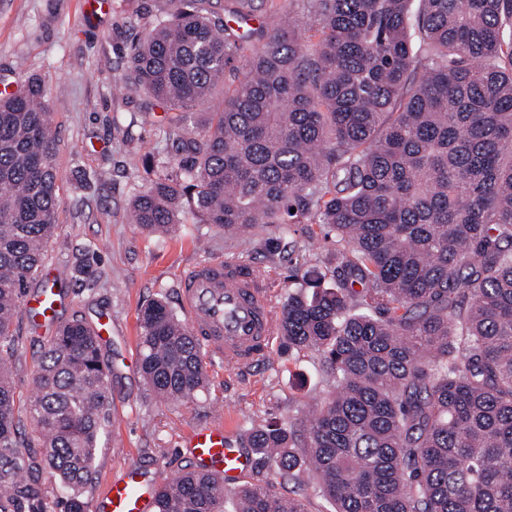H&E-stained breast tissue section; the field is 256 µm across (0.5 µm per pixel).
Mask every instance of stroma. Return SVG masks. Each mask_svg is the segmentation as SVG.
<instances>
[{
  "instance_id": "obj_1",
  "label": "stroma",
  "mask_w": 512,
  "mask_h": 512,
  "mask_svg": "<svg viewBox=\"0 0 512 512\" xmlns=\"http://www.w3.org/2000/svg\"><path fill=\"white\" fill-rule=\"evenodd\" d=\"M166 8V0H111L103 12L90 9L87 0H0V79L9 83L24 72L50 89L63 178L58 229L41 276L30 279L27 290L36 292L46 278L61 280V321L77 317L110 327L101 352L111 368V399L83 489L89 502L128 466L159 468L167 481L183 472L181 442L196 424L222 419L225 435L244 448L247 428L272 417L302 418L334 386L317 353H284L276 346L249 370L230 362L207 365L205 389L186 404L159 401L139 371V313L159 298L178 309L177 279L188 266L248 251L254 265L269 270L278 306L291 274H304L336 251L335 238L318 224L296 225L286 237L231 241L210 224L187 223L179 234L160 237L128 223L129 203L148 178L146 157L165 148L174 127L166 112L143 111L137 94L116 92L115 81L134 34L145 32ZM79 170L91 175L90 188L77 186ZM83 261L89 267L80 275L75 267ZM15 329L20 344L12 383L24 399L34 391L37 361L49 337L32 333L21 318Z\"/></svg>"
}]
</instances>
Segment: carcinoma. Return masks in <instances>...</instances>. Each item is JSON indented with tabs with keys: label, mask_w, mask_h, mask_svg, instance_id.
<instances>
[{
	"label": "carcinoma",
	"mask_w": 512,
	"mask_h": 512,
	"mask_svg": "<svg viewBox=\"0 0 512 512\" xmlns=\"http://www.w3.org/2000/svg\"><path fill=\"white\" fill-rule=\"evenodd\" d=\"M132 40L119 88L173 113L132 223L190 215L226 231L322 224L336 287L288 290L283 351L336 383L306 426L248 430L292 490L184 473L158 512H512V0H169ZM259 20L246 33L237 24ZM0 97V512L32 496L17 449L14 323L56 229L61 175L48 92ZM224 98L215 111L217 90ZM140 370L162 399L205 388L198 342L162 300L139 316ZM95 330L62 323L26 415L42 465L86 512L110 403Z\"/></svg>",
	"instance_id": "carcinoma-1"
}]
</instances>
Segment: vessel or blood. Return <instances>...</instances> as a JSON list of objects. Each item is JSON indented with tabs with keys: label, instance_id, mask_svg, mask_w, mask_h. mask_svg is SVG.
I'll use <instances>...</instances> for the list:
<instances>
[{
	"label": "vessel or blood",
	"instance_id": "b4317fda",
	"mask_svg": "<svg viewBox=\"0 0 512 512\" xmlns=\"http://www.w3.org/2000/svg\"><path fill=\"white\" fill-rule=\"evenodd\" d=\"M180 309L206 358L248 368L262 359L276 336V318L268 283L247 273L242 262H197L178 279ZM60 297L38 292L23 304L24 314L37 315L43 328L57 324ZM184 446L193 469L211 470L233 485L253 464L251 456L224 436L222 422L193 427ZM158 473L126 468L112 477L94 505V512H155Z\"/></svg>",
	"mask_w": 512,
	"mask_h": 512
}]
</instances>
